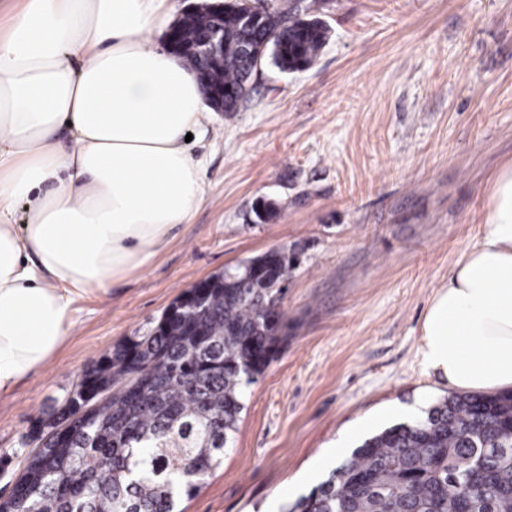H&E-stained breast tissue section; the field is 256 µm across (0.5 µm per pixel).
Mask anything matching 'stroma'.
I'll use <instances>...</instances> for the list:
<instances>
[{
  "label": "stroma",
  "mask_w": 512,
  "mask_h": 512,
  "mask_svg": "<svg viewBox=\"0 0 512 512\" xmlns=\"http://www.w3.org/2000/svg\"><path fill=\"white\" fill-rule=\"evenodd\" d=\"M314 7L330 28L314 64L265 61L238 111L210 112L190 223L149 266L80 300L54 359L0 395V496L84 370L198 280L276 248L297 256L279 303L287 340L244 385L234 443L181 512H281L328 475L340 437L355 450L452 395L421 362L422 321L512 161V0ZM261 198L276 205L264 223Z\"/></svg>",
  "instance_id": "35a3bbf8"
}]
</instances>
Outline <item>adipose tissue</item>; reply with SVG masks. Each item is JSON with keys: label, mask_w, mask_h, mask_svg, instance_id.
Wrapping results in <instances>:
<instances>
[{"label": "adipose tissue", "mask_w": 512, "mask_h": 512, "mask_svg": "<svg viewBox=\"0 0 512 512\" xmlns=\"http://www.w3.org/2000/svg\"><path fill=\"white\" fill-rule=\"evenodd\" d=\"M172 19L170 0H0V394L54 358L77 299L151 263L204 197L185 140L204 131L200 81L150 38ZM483 224L420 354L449 386L493 394L512 389V163Z\"/></svg>", "instance_id": "1"}]
</instances>
